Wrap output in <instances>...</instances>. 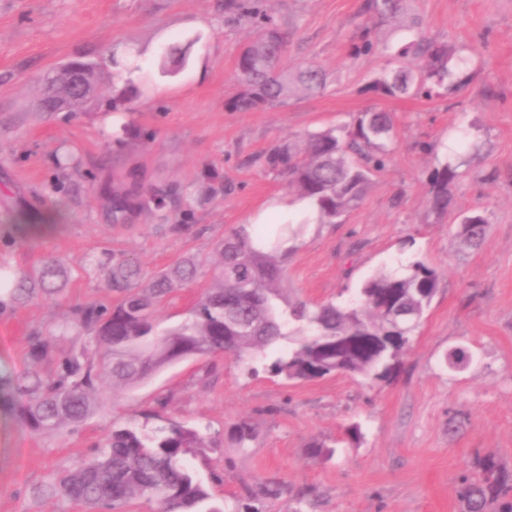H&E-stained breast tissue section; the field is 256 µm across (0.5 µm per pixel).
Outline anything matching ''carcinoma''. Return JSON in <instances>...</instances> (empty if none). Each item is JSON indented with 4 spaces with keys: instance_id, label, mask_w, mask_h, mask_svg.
I'll use <instances>...</instances> for the list:
<instances>
[{
    "instance_id": "carcinoma-1",
    "label": "carcinoma",
    "mask_w": 512,
    "mask_h": 512,
    "mask_svg": "<svg viewBox=\"0 0 512 512\" xmlns=\"http://www.w3.org/2000/svg\"><path fill=\"white\" fill-rule=\"evenodd\" d=\"M407 0H364L362 10L376 25H384L404 11ZM224 11L251 19L253 37L248 46L265 52L261 66L237 58L241 90L232 107L249 112L274 107L291 97L315 95L325 87V74L307 63L296 69L280 66L288 43L284 30L267 9L251 0H224ZM376 49L372 28H363L353 44L354 54ZM400 65L376 79L370 90L386 98L429 94L431 86L462 87L449 66L469 59L457 50L419 35L399 47ZM395 120L389 112H360L343 125L302 137L303 145L271 149L263 167L288 182L296 200L304 202L318 224H336L358 207L370 176L384 167L394 142ZM466 160L453 154L429 178V204L448 211L449 189L462 176ZM152 205L162 209L166 196L155 191L112 193V217ZM308 220L279 225L274 238L243 226L216 247L218 272L210 286L173 325L155 315L157 304L176 285L193 280L197 264L185 259L138 285L140 269L125 258L99 262L108 288L118 294L112 303L88 302L70 308L62 333L80 342L79 351L61 357L55 336L39 329L27 338V357L44 373H32L17 382L0 379V403L35 434L73 431L100 408L97 385L136 388L162 369L189 359L228 353L246 365L268 359L270 372L289 381L307 382L332 373H346L376 382L392 378L412 346L439 285L437 271L421 261L400 263L368 278L345 304H309L288 295L285 288L286 242L301 236ZM485 218L476 213L460 221L459 235L479 246L487 233ZM64 267L51 261L37 271L0 269V288L9 290V303L0 311L32 300L55 301L63 292ZM291 340L288 350L277 345ZM256 437L252 423L241 419L229 429L230 440L247 448ZM207 447L201 430L186 421H170L147 431L135 424L111 427L93 456L54 475L36 495L61 498L85 506L88 512H125L137 498L157 505V512H259L252 501L278 498L281 487L265 484L245 489L240 498L218 501L189 462ZM460 512H512V483H507L494 458L478 459L459 492Z\"/></svg>"
}]
</instances>
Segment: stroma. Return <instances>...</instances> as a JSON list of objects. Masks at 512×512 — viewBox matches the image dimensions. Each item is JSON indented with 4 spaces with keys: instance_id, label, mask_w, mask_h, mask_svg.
<instances>
[{
    "instance_id": "obj_1",
    "label": "stroma",
    "mask_w": 512,
    "mask_h": 512,
    "mask_svg": "<svg viewBox=\"0 0 512 512\" xmlns=\"http://www.w3.org/2000/svg\"><path fill=\"white\" fill-rule=\"evenodd\" d=\"M362 3L264 0L288 32L283 65L316 63L326 86L237 112L236 59L252 28L225 13L224 0H0V261L32 271L56 260L67 270L58 301L0 314V378L30 372L31 330L57 334L58 353L71 354L72 339L58 334L70 305L116 301L97 263L105 252L137 262L146 281L197 257L196 278L156 309L166 323L181 320L210 282L217 242L263 212L268 223L287 220V181L262 157L359 112L394 114L392 151L356 209L340 223L309 225L296 241L285 285L313 304L343 303L399 259L440 275L399 374L380 386L344 374L301 383L251 376L224 354L184 360L133 390L102 387L111 406L72 434L31 433L1 407L0 512H82L35 491L85 458L104 428L127 422L197 424L212 444L192 465L216 498L247 485L285 487L261 501L262 512H459L460 480L478 458H495L512 478V0H409L399 22L376 29V50L355 58V37L370 22ZM421 30L472 56L466 88L365 93ZM173 45L186 48V63L165 74L160 59ZM72 59L99 62L101 82L127 90L125 105L100 97L77 112L40 111V76ZM462 129L480 152L468 156L441 214L427 204L428 175ZM139 185L167 194L166 207L113 222V187ZM474 211L490 225L476 248L458 237L461 217ZM459 345L475 358L452 372L443 359ZM159 398L166 408L145 419ZM242 418L259 433L245 453L226 437ZM354 422L359 444L327 460L308 454L310 442L333 443Z\"/></svg>"
}]
</instances>
